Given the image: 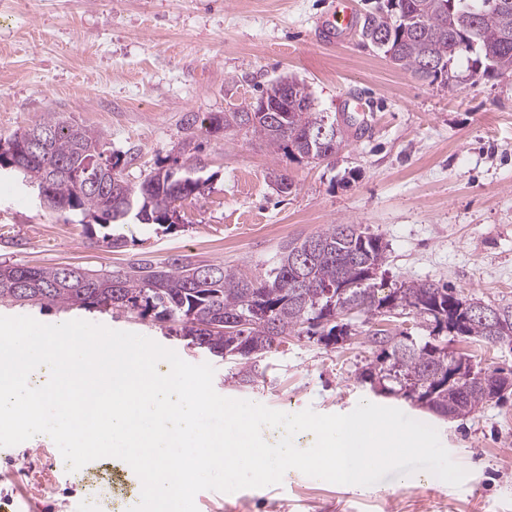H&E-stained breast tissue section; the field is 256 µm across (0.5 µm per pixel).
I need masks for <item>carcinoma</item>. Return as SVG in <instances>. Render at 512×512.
<instances>
[{
  "mask_svg": "<svg viewBox=\"0 0 512 512\" xmlns=\"http://www.w3.org/2000/svg\"><path fill=\"white\" fill-rule=\"evenodd\" d=\"M377 31L386 41L376 45L394 65L432 83L449 82L452 66L467 62L471 75L512 74V0H387L386 8L365 15L362 39L373 43ZM436 57L440 66L426 71L423 62ZM288 112L273 126L263 113L245 119L241 112L210 118L215 133L236 126L261 138L275 153L310 162L336 156L345 142V129H336L334 144L322 147L308 133L335 120L314 108L307 85L288 82ZM48 144H33L35 134ZM94 131L53 115L0 143V171L9 170L35 194L39 207L52 213H73L80 223L102 228L125 224L134 217L142 224L174 226L177 204L194 200L203 187L176 167L161 165L132 183L122 168L134 157H99L112 167V178L79 185L73 172L83 166L84 150L97 148ZM387 244L358 224H330L281 246L269 268L260 275L220 264H206L209 274L192 279L198 266L190 262L141 260L120 273L83 267L0 265V304L56 306L63 310H130L177 325L175 334L189 346L225 357L232 337L248 345L229 359L240 365L242 380L251 381L259 358L290 336H317L331 346L352 335V310L382 317L384 303L397 301L396 313L422 319L429 339L417 344L395 340L386 329L369 333L379 347L376 364L364 377L393 383L388 394H401L444 419L466 417L490 402L488 390L497 385L501 370L473 367L460 382H448V367L456 358L448 348L435 357L440 337L450 335L430 307L455 296L448 285L431 280L403 281L388 293L372 283L369 271L385 264ZM270 315H259L254 298ZM497 328L479 316L466 319L465 338L495 347L512 345V305L498 307Z\"/></svg>",
  "mask_w": 512,
  "mask_h": 512,
  "instance_id": "obj_1",
  "label": "carcinoma"
}]
</instances>
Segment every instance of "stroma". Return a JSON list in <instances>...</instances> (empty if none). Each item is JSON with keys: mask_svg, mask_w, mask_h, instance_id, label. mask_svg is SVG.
Wrapping results in <instances>:
<instances>
[{"mask_svg": "<svg viewBox=\"0 0 512 512\" xmlns=\"http://www.w3.org/2000/svg\"><path fill=\"white\" fill-rule=\"evenodd\" d=\"M334 0H0V138L47 114L101 137L105 154H130L126 179L158 165L201 166L203 195L183 203L172 228L119 224V249L101 228L41 210L10 173L0 174V264L105 271L181 258L259 274L288 240L330 224H358L388 245L375 279L391 289L434 280L460 296L512 305V75L429 83L385 59L358 30L319 24ZM304 82L318 111L350 123L329 162L296 160L246 130L207 133L188 118L245 108L273 82ZM370 104L365 114L353 99ZM288 177L280 192L272 173ZM0 316L45 324L81 319L135 332L186 362L213 366V387L288 414H347L359 401L402 410L434 427L468 472L451 486L431 474L402 486L396 474L349 487L293 471L281 484L232 493L204 490L198 512H512V396L448 421L361 382L377 350L376 319L335 346L289 337L265 354L251 382L232 360L187 346L169 323L134 311L0 307ZM449 353L484 369L512 370V350L452 337ZM55 443L30 439L0 456V501L15 512H75L79 478L48 484Z\"/></svg>", "mask_w": 512, "mask_h": 512, "instance_id": "35a3bbf8", "label": "stroma"}]
</instances>
